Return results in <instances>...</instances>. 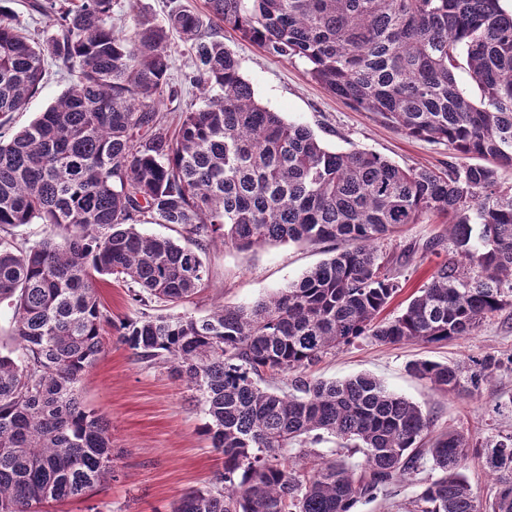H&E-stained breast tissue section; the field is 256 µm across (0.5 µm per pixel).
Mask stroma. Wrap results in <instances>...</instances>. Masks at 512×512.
<instances>
[{
	"mask_svg": "<svg viewBox=\"0 0 512 512\" xmlns=\"http://www.w3.org/2000/svg\"><path fill=\"white\" fill-rule=\"evenodd\" d=\"M178 7L202 16L208 13L206 0H114L112 23L123 30L138 18L161 24ZM221 35L225 48L237 58L242 76L252 84L257 102L287 121L308 126L328 149L370 151L403 168L442 170L454 161L447 145L407 135L375 114L358 111L336 98L311 77L304 59L272 55L229 28L222 29ZM170 47L168 83L178 96H161L159 109L165 123L174 128L182 108L198 100L200 92L186 79L193 67L189 47L175 34ZM71 81L67 72L48 65L38 93L21 111L0 119V137L10 138L28 125ZM447 237V225L430 217L408 225L400 237L385 243L383 250L392 259L391 273L399 283L386 316L398 314L434 268L448 259L447 250L412 254L409 246ZM332 249L329 243H284L241 252L212 241L201 252L208 281L182 309L202 317L219 305L251 304L330 258ZM99 293L116 326L158 312L157 307L133 302L122 284L100 285ZM417 360L460 362L474 370L487 361L492 378L461 396L443 393L409 375L408 364ZM360 373L375 375L389 390L419 405L431 417L433 432L452 427L476 440L498 432L512 433V308L488 318L474 335L440 344L389 345L359 338L306 371L309 378L327 380ZM81 396L88 408L107 416L112 425L117 478L90 498L47 504V512H88L92 506L99 512H169L171 502L181 493L208 485L223 470V456L202 433L205 415L192 391L171 378L166 367L138 360L116 335H107L103 353L81 386ZM430 474V468H423L401 485L397 496L362 501L356 512H414L423 481Z\"/></svg>",
	"mask_w": 512,
	"mask_h": 512,
	"instance_id": "obj_1",
	"label": "stroma"
}]
</instances>
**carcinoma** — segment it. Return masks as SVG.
I'll return each mask as SVG.
<instances>
[{
    "label": "carcinoma",
    "instance_id": "cac0c4a2",
    "mask_svg": "<svg viewBox=\"0 0 512 512\" xmlns=\"http://www.w3.org/2000/svg\"><path fill=\"white\" fill-rule=\"evenodd\" d=\"M207 18L174 11L115 32L112 0H36L57 35L40 40L0 4V115L41 88L45 62L75 80L27 127L0 141V227L44 224L25 248L0 238V303L19 355L0 353V512L85 498L116 478L110 422L80 386L104 351L97 283L134 284L132 300L168 310L127 319L118 342L200 395L203 432L224 471L171 512H355L432 462L418 512H512V435L475 441L457 429L429 448L431 420L369 375L325 382L307 366L362 336L385 344L474 334L512 307V10L501 0H207ZM228 26L267 52L298 57L361 112L444 143L448 170L403 169L369 151H333L306 126L261 106L224 42ZM194 55L200 104L170 133L154 101L167 86L169 32ZM480 92L457 86V54ZM478 157L482 164H467ZM427 215L448 218L457 259L405 309L379 318L399 285L381 241ZM167 224L185 243L148 237ZM480 225L472 239V225ZM339 243L334 255L267 299L205 317L176 308L208 279L199 250ZM408 372L461 394L489 379L458 364ZM291 377L294 393L260 383ZM330 435L362 453L308 449ZM485 459V504L461 474Z\"/></svg>",
    "mask_w": 512,
    "mask_h": 512
}]
</instances>
